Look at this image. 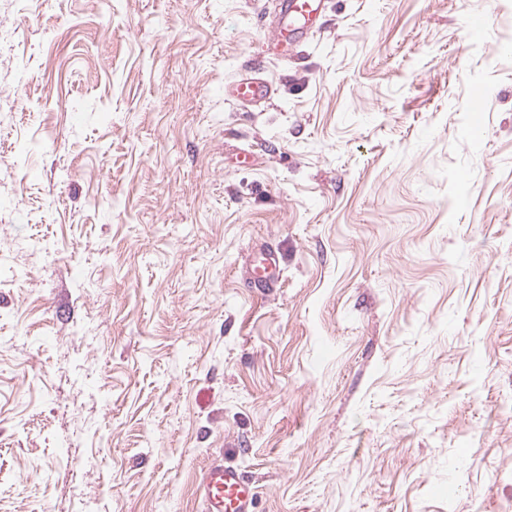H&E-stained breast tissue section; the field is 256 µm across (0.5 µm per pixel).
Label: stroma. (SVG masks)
Returning a JSON list of instances; mask_svg holds the SVG:
<instances>
[{"mask_svg":"<svg viewBox=\"0 0 512 512\" xmlns=\"http://www.w3.org/2000/svg\"><path fill=\"white\" fill-rule=\"evenodd\" d=\"M276 2L0 0V512L512 503V0ZM325 0H282L280 14L282 27L266 41L268 52L276 57L288 58L303 35L320 27L325 11ZM272 93L270 84L253 75L242 76L224 85V96L242 106H252L269 99ZM260 253L262 256L261 266H257L260 272L255 277L251 269L246 277V282L249 288H256L260 292H265L268 288H275L277 277L276 274L270 276L269 270L272 268L276 270L279 260L277 254L270 249H260ZM206 512H252L253 486L239 468L213 463L199 485Z\"/></svg>","mask_w":512,"mask_h":512,"instance_id":"stroma-1","label":"stroma"}]
</instances>
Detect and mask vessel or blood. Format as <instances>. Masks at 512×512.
<instances>
[{
    "instance_id": "b4317fda",
    "label": "vessel or blood",
    "mask_w": 512,
    "mask_h": 512,
    "mask_svg": "<svg viewBox=\"0 0 512 512\" xmlns=\"http://www.w3.org/2000/svg\"><path fill=\"white\" fill-rule=\"evenodd\" d=\"M324 10L325 0H282L283 25L268 38V52L281 58L291 55L303 35L318 27ZM271 93L270 84L253 75L240 77L224 87L225 96L243 106L260 104L269 99ZM261 256L258 275H247L246 282L262 292L275 285L276 279L269 271L277 267L278 256L271 250L262 251ZM199 493L206 512H252L253 486L239 468L212 464L202 476Z\"/></svg>"
}]
</instances>
